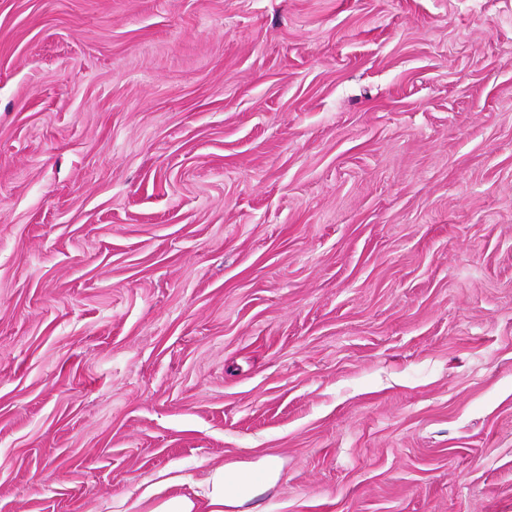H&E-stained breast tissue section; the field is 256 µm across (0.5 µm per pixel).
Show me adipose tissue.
<instances>
[{"instance_id":"1","label":"adipose tissue","mask_w":512,"mask_h":512,"mask_svg":"<svg viewBox=\"0 0 512 512\" xmlns=\"http://www.w3.org/2000/svg\"><path fill=\"white\" fill-rule=\"evenodd\" d=\"M279 475L276 460L263 463L260 472L249 474L224 465L210 469L200 494L169 493L172 478L143 482L132 512H254L250 503L275 485Z\"/></svg>"}]
</instances>
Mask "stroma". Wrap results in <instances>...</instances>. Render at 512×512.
<instances>
[{"mask_svg": "<svg viewBox=\"0 0 512 512\" xmlns=\"http://www.w3.org/2000/svg\"><path fill=\"white\" fill-rule=\"evenodd\" d=\"M266 457L512 512V0H0V512Z\"/></svg>", "mask_w": 512, "mask_h": 512, "instance_id": "stroma-1", "label": "stroma"}]
</instances>
